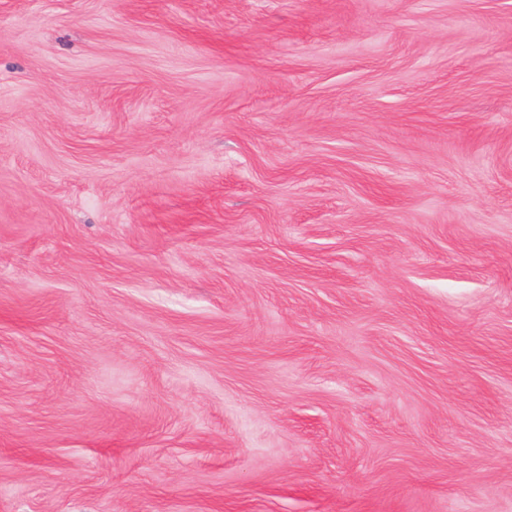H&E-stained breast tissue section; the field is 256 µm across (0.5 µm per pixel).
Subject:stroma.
Returning <instances> with one entry per match:
<instances>
[{
  "label": "stroma",
  "instance_id": "stroma-1",
  "mask_svg": "<svg viewBox=\"0 0 512 512\" xmlns=\"http://www.w3.org/2000/svg\"><path fill=\"white\" fill-rule=\"evenodd\" d=\"M0 512H512V0H0Z\"/></svg>",
  "mask_w": 512,
  "mask_h": 512
}]
</instances>
